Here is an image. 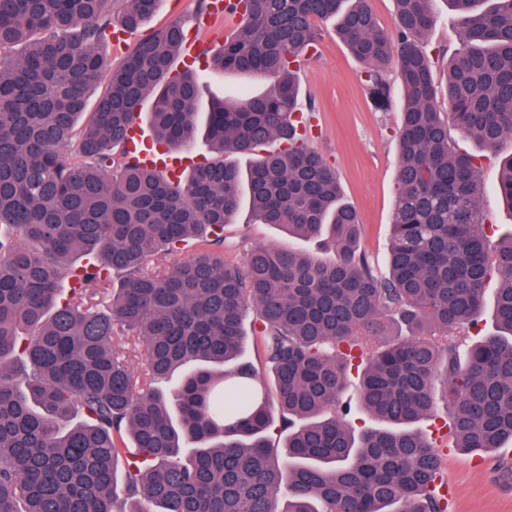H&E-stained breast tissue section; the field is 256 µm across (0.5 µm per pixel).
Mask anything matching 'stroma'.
Returning <instances> with one entry per match:
<instances>
[{
    "mask_svg": "<svg viewBox=\"0 0 512 512\" xmlns=\"http://www.w3.org/2000/svg\"><path fill=\"white\" fill-rule=\"evenodd\" d=\"M200 0H158L156 11L126 44L141 39L178 20L195 25ZM236 22L219 18L198 28L196 38L204 57L195 64L201 104L231 99L241 93L267 91L270 80H255L228 71H218L205 62L230 37ZM324 34L316 50L307 53L299 72L302 102L316 106L311 144L335 166L346 201L358 212L364 229L361 247L376 269H383L390 244L391 219L396 191L397 141L395 130L403 104L399 82H392L390 103L378 110L367 93L363 65L336 38L333 22L322 25ZM512 154V139H504L497 156L481 172L484 209L494 228L512 226V210L501 201L497 184L501 157ZM278 245L298 251L314 250L313 242L297 239L281 228L255 223L248 208H241L224 229V257L241 260L246 249ZM500 454L451 449L444 456V473L452 487L454 512H512V477L498 469Z\"/></svg>",
    "mask_w": 512,
    "mask_h": 512,
    "instance_id": "35a3bbf8",
    "label": "stroma"
}]
</instances>
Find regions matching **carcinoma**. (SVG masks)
Returning <instances> with one entry per match:
<instances>
[{
	"label": "carcinoma",
	"instance_id": "cac0c4a2",
	"mask_svg": "<svg viewBox=\"0 0 512 512\" xmlns=\"http://www.w3.org/2000/svg\"><path fill=\"white\" fill-rule=\"evenodd\" d=\"M156 2L0 0V512H448L418 423L442 403L455 447L512 443V228L490 244L480 179L512 138V0H450L453 48L426 40L435 0H395L391 30L368 0H235L242 20L211 64L275 83L213 101L217 158L175 179L124 141L152 94L156 142L177 151L198 135L196 76L172 70L181 23L138 43L80 123L98 46ZM329 20L376 106L391 78L403 90L385 276L310 144L315 107H298L302 54ZM455 134L478 150L456 151ZM498 191L512 209V157ZM244 200L318 252L224 260ZM191 241L204 249L149 266ZM493 279L495 332L457 360L448 332L479 325ZM396 320L409 335L388 337ZM251 338L265 375L241 360ZM191 362L175 391L158 389ZM356 408L381 426L355 429Z\"/></svg>",
	"mask_w": 512,
	"mask_h": 512
}]
</instances>
